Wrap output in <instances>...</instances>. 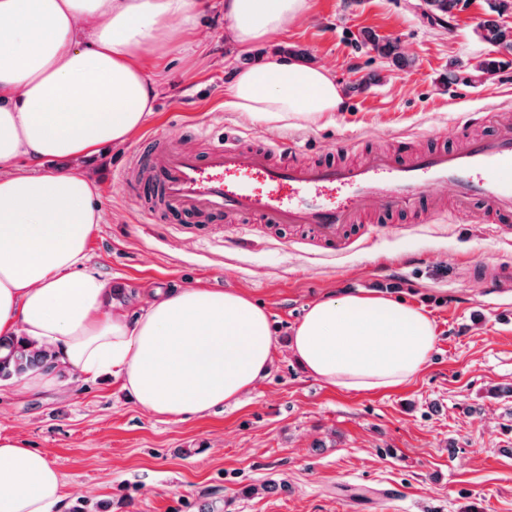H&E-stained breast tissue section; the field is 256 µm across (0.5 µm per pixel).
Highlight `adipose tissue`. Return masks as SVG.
<instances>
[{"mask_svg":"<svg viewBox=\"0 0 512 512\" xmlns=\"http://www.w3.org/2000/svg\"><path fill=\"white\" fill-rule=\"evenodd\" d=\"M215 2L243 49L308 10V0H0V336L53 355L24 390L107 372L142 409L178 422L238 404L273 361L268 315L241 293L158 292L136 317L112 305L111 283L86 265L104 221L96 186L32 169L127 142L154 110L157 50L193 34ZM341 105L327 70L284 56L238 71L224 102L264 121L330 119ZM435 344L422 310L358 295L315 302L292 339L310 375L353 392L403 384ZM64 485L45 452L0 437V512H63Z\"/></svg>","mask_w":512,"mask_h":512,"instance_id":"ef3b65f1","label":"adipose tissue"}]
</instances>
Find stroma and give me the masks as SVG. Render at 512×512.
I'll return each instance as SVG.
<instances>
[{"label": "stroma", "mask_w": 512, "mask_h": 512, "mask_svg": "<svg viewBox=\"0 0 512 512\" xmlns=\"http://www.w3.org/2000/svg\"><path fill=\"white\" fill-rule=\"evenodd\" d=\"M487 0H461L440 26L421 0H309L306 14L266 42L243 50L227 42L223 11L205 16L189 52L167 47L154 111L125 144L42 170L78 169L98 187L105 222L88 263L112 284L114 303L138 313L155 291L231 289L266 310L276 355L265 377L235 406L170 422L136 403L112 375L62 376L52 389L26 392L0 383V435L47 452L66 477L65 502L88 512H379L378 493L398 495V512H512V298H496L462 278L474 261L512 262V239L451 208L420 219L406 212L366 219L349 248L327 254L305 244L306 230L261 236L253 224L215 217L182 230L145 223L136 188L120 169L158 136L205 150L213 137L255 144L295 142L322 160L344 139L354 154L393 146H453L465 112L489 134L494 114H512V64L470 84H452L486 45L476 31ZM374 31L399 40L407 67L367 47ZM293 50L327 69L345 105L333 122L267 123L224 108L234 71ZM346 294L413 305L433 321L437 341L425 366L404 384L348 392L308 375L291 350L309 306ZM271 484L249 496L248 486Z\"/></svg>", "instance_id": "stroma-1"}]
</instances>
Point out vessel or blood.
I'll use <instances>...</instances> for the list:
<instances>
[{"mask_svg":"<svg viewBox=\"0 0 512 512\" xmlns=\"http://www.w3.org/2000/svg\"><path fill=\"white\" fill-rule=\"evenodd\" d=\"M297 152L282 141L246 148L230 136L204 153L152 143L139 173L152 200L142 213L152 221L162 209L190 223L225 214L274 228L302 225L310 245L332 252L351 245L367 207L383 217L409 210L428 215L448 196L457 212L512 235L510 122L451 148L373 151L356 165L299 163ZM465 275L492 293H512L511 263L481 262Z\"/></svg>","mask_w":512,"mask_h":512,"instance_id":"1","label":"vessel or blood"}]
</instances>
